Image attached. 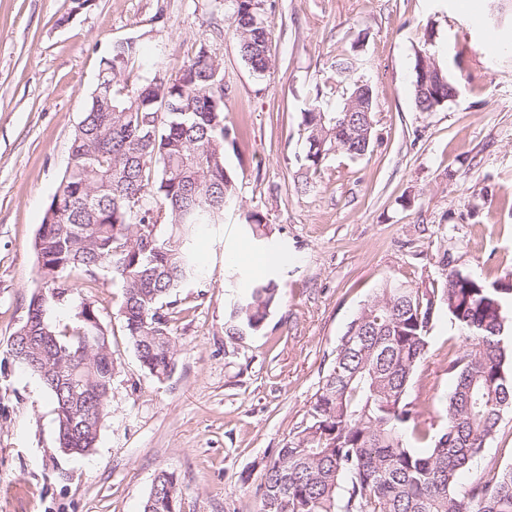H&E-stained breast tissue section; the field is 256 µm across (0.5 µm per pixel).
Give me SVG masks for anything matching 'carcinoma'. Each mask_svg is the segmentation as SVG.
I'll return each mask as SVG.
<instances>
[{"label": "carcinoma", "mask_w": 512, "mask_h": 512, "mask_svg": "<svg viewBox=\"0 0 512 512\" xmlns=\"http://www.w3.org/2000/svg\"><path fill=\"white\" fill-rule=\"evenodd\" d=\"M238 50L252 72L270 68L268 0H229ZM139 53L134 40L117 41L103 61L112 71L107 99L90 96L70 149L76 157L52 196L34 251L43 294L32 296L27 319L14 332L13 362L36 375L54 410L58 450L90 454L106 417L114 366L108 330L99 311L66 282L100 270L122 288L119 314L143 369L157 380L177 366V337L166 300L197 272L190 240L197 226L214 224L234 193L224 162L235 132L224 124V70L212 55L196 56L169 78L123 80ZM326 87L351 96L349 58L331 65ZM429 95L414 92L416 109L429 112L455 98L461 85L448 72ZM322 92L302 113L306 139L323 143L305 152L301 167L317 173L341 150L352 159L371 152L373 135L359 130L367 111L324 110ZM171 103L179 111L163 108ZM153 130L146 137L144 130ZM165 214L171 233L157 230ZM443 287L414 288L388 277L340 336L304 418L265 464L259 512H512V466L490 467L459 485L504 416L512 414V283L487 281L439 260ZM272 279L254 282L230 304L224 333L232 338L262 329L279 302ZM66 308L65 322L53 319ZM448 312L460 340L448 356L454 385L441 430L422 427L424 411L409 401L428 351L439 310ZM176 476L154 478L143 512H178Z\"/></svg>", "instance_id": "1"}]
</instances>
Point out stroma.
Listing matches in <instances>:
<instances>
[{
	"instance_id": "1",
	"label": "stroma",
	"mask_w": 512,
	"mask_h": 512,
	"mask_svg": "<svg viewBox=\"0 0 512 512\" xmlns=\"http://www.w3.org/2000/svg\"><path fill=\"white\" fill-rule=\"evenodd\" d=\"M272 65L256 76L236 45L226 0H0V512H142L155 476L173 473L181 512H259L264 465L306 413L339 337L381 281L422 288L456 269L512 279V0H271ZM137 39L128 76L176 75L207 46L224 69L235 131L225 165L236 193L204 225L200 271L168 309L178 340L166 380L141 366L110 273L70 282L109 329L117 370L95 450L57 449L39 378L7 353L42 287L33 250L68 163L74 131L112 44ZM432 41L462 92L414 107L415 53ZM496 43V56L483 45ZM357 55L373 89L372 152L335 154L298 186L301 113L336 56ZM265 217L252 236L247 213ZM275 279L280 300L259 334H224L228 303ZM446 313L409 398L441 429L452 389ZM512 464V415L462 483Z\"/></svg>"
}]
</instances>
